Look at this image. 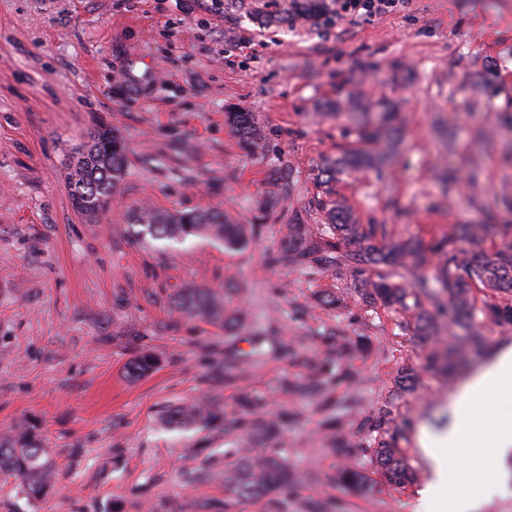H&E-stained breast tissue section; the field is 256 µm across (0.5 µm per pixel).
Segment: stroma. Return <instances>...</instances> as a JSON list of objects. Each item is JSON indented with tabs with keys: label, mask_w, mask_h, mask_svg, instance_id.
Wrapping results in <instances>:
<instances>
[{
	"label": "stroma",
	"mask_w": 512,
	"mask_h": 512,
	"mask_svg": "<svg viewBox=\"0 0 512 512\" xmlns=\"http://www.w3.org/2000/svg\"><path fill=\"white\" fill-rule=\"evenodd\" d=\"M297 0H0V440L32 430L55 462L39 497L0 475V512H304L349 498V512H411L432 477L419 426L446 427L448 397L512 326H486L483 353L453 378L427 370L460 328L418 336L411 313L366 310L349 277L297 269L281 244L288 225L321 232L344 202L362 224L386 225L387 244L430 246L449 227L511 224L512 0H402L393 12L301 18ZM398 106L403 140L384 178L319 176L322 157L352 140L327 105L351 96ZM252 113L263 148L247 154L225 121ZM125 141L128 169L105 212L72 204L65 176L91 132ZM221 209L251 230L241 248L190 236L146 243L137 208ZM209 288L222 323L180 313L181 289ZM326 292L342 308L321 304ZM282 339L249 357L250 332ZM370 345L339 361L352 385L291 392L311 356L340 336ZM245 352L234 381L224 350ZM156 364L131 377L130 363ZM414 376L386 389L395 365ZM258 402L242 406V397ZM219 416L181 425L197 400ZM355 400L353 410L338 402ZM386 410L416 481L347 497L337 470L360 456L365 421ZM278 420L276 446L298 477L290 497L224 504L237 452L267 447L257 419ZM337 418L342 432L328 430Z\"/></svg>",
	"instance_id": "obj_1"
}]
</instances>
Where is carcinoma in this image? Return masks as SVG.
<instances>
[{"label": "carcinoma", "mask_w": 512, "mask_h": 512, "mask_svg": "<svg viewBox=\"0 0 512 512\" xmlns=\"http://www.w3.org/2000/svg\"><path fill=\"white\" fill-rule=\"evenodd\" d=\"M344 111L357 121L356 140L339 146L336 156L325 159L321 175L337 180L361 171L382 172L391 158L389 144L397 135L393 127V106L384 101L373 106L355 103L346 110L336 105V114ZM225 117L245 150L254 154L262 149V135L251 113L227 112ZM90 139L87 153L66 176L75 209L86 215L96 214L106 207L127 166L126 147L117 133L100 128L91 133ZM328 221L327 229L317 235L306 224L288 225L282 245L297 268L332 269L338 275L349 269L354 276L374 272L375 278L366 281L369 303L416 310L418 332L422 336L430 335L432 328L428 305L448 316L450 321H467L474 325L465 337V345L476 350L486 343V337L476 327L512 324V241L491 254L483 247L485 240L496 234L498 225H474L463 232L450 230L436 239L425 253L411 239L387 251L379 249L378 240L386 236L385 226L358 224L351 212L339 204L328 213ZM131 225L138 227L137 236L141 239L178 240L204 236L229 249L246 242L243 226L232 223L220 210L160 213L142 209L133 213ZM466 242L471 244L468 250L464 249ZM430 253L443 259L435 276L438 286H433L426 276L417 278L409 288L392 283V279L402 277L410 269L424 266ZM476 288L491 290L498 300L476 303L473 298ZM176 307L191 317L222 319L226 327L243 324L238 317L225 319L224 310L207 288L186 289L178 296ZM154 365L152 356L143 355L131 364L129 375L143 376ZM177 416L182 423L189 424L211 421L216 418V412L207 405H194L177 411ZM365 441L359 460L337 475V481L350 492L362 495L383 484H406L415 478V469L395 446L384 417L368 420ZM367 465L380 475L381 482L369 480L364 473ZM0 472L19 479L26 494L35 498L49 486L53 464L46 449L36 446L24 432L0 444ZM295 483L294 473L273 453L258 456L245 453L224 472V494L230 503L261 498L272 492L287 495L293 492Z\"/></svg>", "instance_id": "1"}]
</instances>
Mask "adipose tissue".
<instances>
[{
	"label": "adipose tissue",
	"mask_w": 512,
	"mask_h": 512,
	"mask_svg": "<svg viewBox=\"0 0 512 512\" xmlns=\"http://www.w3.org/2000/svg\"><path fill=\"white\" fill-rule=\"evenodd\" d=\"M497 402L512 404V347L498 351L450 396L453 423L446 433L420 430L418 444L434 469L421 503L452 502L465 510L475 506L487 472L506 479L502 461L512 449V418L492 416Z\"/></svg>",
	"instance_id": "obj_1"
}]
</instances>
